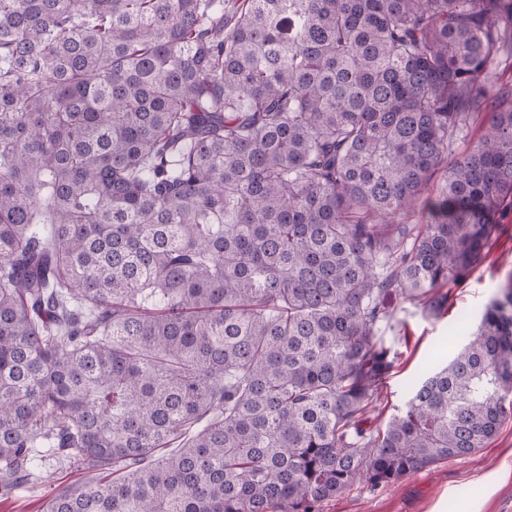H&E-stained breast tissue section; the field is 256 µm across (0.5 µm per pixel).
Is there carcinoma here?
Returning a JSON list of instances; mask_svg holds the SVG:
<instances>
[{
    "instance_id": "carcinoma-1",
    "label": "carcinoma",
    "mask_w": 512,
    "mask_h": 512,
    "mask_svg": "<svg viewBox=\"0 0 512 512\" xmlns=\"http://www.w3.org/2000/svg\"><path fill=\"white\" fill-rule=\"evenodd\" d=\"M511 60L512 0H0V495L56 459L94 476L43 512H320L484 447L512 273L367 410L391 298L445 311L512 202ZM491 115V112H480L478 117L473 122H470L463 134L453 144V150L456 154L464 152L484 134L490 125Z\"/></svg>"
}]
</instances>
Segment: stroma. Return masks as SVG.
<instances>
[{
	"label": "stroma",
	"mask_w": 512,
	"mask_h": 512,
	"mask_svg": "<svg viewBox=\"0 0 512 512\" xmlns=\"http://www.w3.org/2000/svg\"><path fill=\"white\" fill-rule=\"evenodd\" d=\"M512 272V212L503 219L499 236L484 262L449 291L448 309L439 316L394 298V318L383 333L398 359L379 399L369 410L373 426L385 427L408 400V389L427 366L441 367L464 344L468 330ZM67 465H44L34 491L0 498V512H41L54 491L79 479ZM320 512H512V416L484 448L462 459H448L383 487L355 482L322 504Z\"/></svg>",
	"instance_id": "stroma-1"
}]
</instances>
